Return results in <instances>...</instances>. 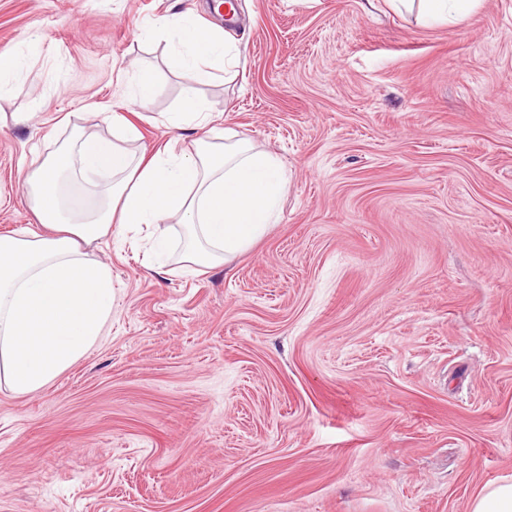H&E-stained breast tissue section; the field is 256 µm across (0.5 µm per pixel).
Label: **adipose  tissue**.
<instances>
[{
    "label": "adipose tissue",
    "mask_w": 512,
    "mask_h": 512,
    "mask_svg": "<svg viewBox=\"0 0 512 512\" xmlns=\"http://www.w3.org/2000/svg\"><path fill=\"white\" fill-rule=\"evenodd\" d=\"M157 29L174 35L171 64L189 84L210 81L219 68L234 76L240 47L217 28L174 14ZM168 124L204 135L190 152L173 138L153 154H139L131 148L137 129L116 122L111 137L80 134L28 175L31 209L42 229L0 237V388L34 393L97 343L112 317V273L86 259L84 248L133 225L175 217L190 228L183 264L211 269L266 234L288 186L278 158L213 126L206 105L191 94ZM73 168L90 181L110 178L105 197L88 208L69 207L57 176Z\"/></svg>",
    "instance_id": "obj_1"
}]
</instances>
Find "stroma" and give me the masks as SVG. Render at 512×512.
<instances>
[{"label":"stroma","mask_w":512,"mask_h":512,"mask_svg":"<svg viewBox=\"0 0 512 512\" xmlns=\"http://www.w3.org/2000/svg\"><path fill=\"white\" fill-rule=\"evenodd\" d=\"M235 4L0 0L24 60L0 235L38 229L26 169L81 132L163 145L187 89L151 35L172 13L240 45L196 92L288 174L228 265L181 267L174 222L162 252L147 226L89 250L112 318L42 390H0V512H466L512 481V0L450 26L393 0ZM155 95V77L152 70L143 68L138 73V93L136 102L143 110H147Z\"/></svg>","instance_id":"35a3bbf8"}]
</instances>
